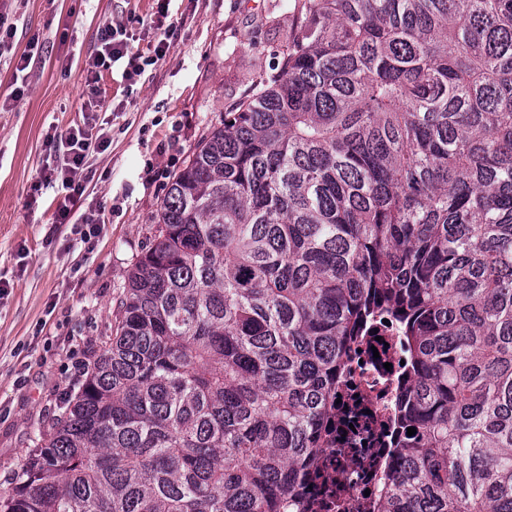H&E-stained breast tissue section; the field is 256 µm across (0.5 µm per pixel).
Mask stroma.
<instances>
[{
    "label": "stroma",
    "mask_w": 512,
    "mask_h": 512,
    "mask_svg": "<svg viewBox=\"0 0 512 512\" xmlns=\"http://www.w3.org/2000/svg\"><path fill=\"white\" fill-rule=\"evenodd\" d=\"M306 0H171L166 55L129 84L123 63L89 74L103 24L152 55L156 0H0L16 26L0 58V492L85 379L115 318L132 263L149 243L172 177L224 112L280 67ZM41 49L28 68L31 38ZM21 97H14L15 89ZM110 137L86 164V189L61 224L60 183L46 182V140L88 112ZM93 216L92 244L74 231Z\"/></svg>",
    "instance_id": "1"
}]
</instances>
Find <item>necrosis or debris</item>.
<instances>
[{
  "label": "necrosis or debris",
  "mask_w": 512,
  "mask_h": 512,
  "mask_svg": "<svg viewBox=\"0 0 512 512\" xmlns=\"http://www.w3.org/2000/svg\"><path fill=\"white\" fill-rule=\"evenodd\" d=\"M377 330V336L361 337L346 353L339 394L357 414L354 429L343 442L319 449L316 467L324 480L295 496L294 512H376L389 492V464L396 451L387 438L396 417L404 352L391 325L379 324Z\"/></svg>",
  "instance_id": "4bbe7bcc"
}]
</instances>
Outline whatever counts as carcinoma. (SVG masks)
Instances as JSON below:
<instances>
[{"mask_svg": "<svg viewBox=\"0 0 512 512\" xmlns=\"http://www.w3.org/2000/svg\"><path fill=\"white\" fill-rule=\"evenodd\" d=\"M380 310L410 366L381 512H512V0H307L0 512H283Z\"/></svg>", "mask_w": 512, "mask_h": 512, "instance_id": "cac0c4a2", "label": "carcinoma"}]
</instances>
